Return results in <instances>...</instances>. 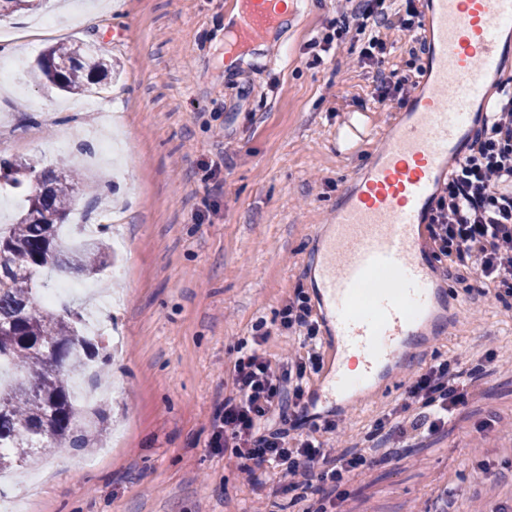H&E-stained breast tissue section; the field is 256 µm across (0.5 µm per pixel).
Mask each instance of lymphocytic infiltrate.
<instances>
[{"instance_id":"lymphocytic-infiltrate-1","label":"lymphocytic infiltrate","mask_w":512,"mask_h":512,"mask_svg":"<svg viewBox=\"0 0 512 512\" xmlns=\"http://www.w3.org/2000/svg\"><path fill=\"white\" fill-rule=\"evenodd\" d=\"M418 2L400 0L393 10L386 0H336L335 18L307 48L326 53L334 41L356 32L364 41L356 62L374 69L379 101L405 106L416 84L382 69L388 45L380 31L394 26L416 36L422 27ZM426 229L444 276L462 282L471 302L512 299V78L500 81L465 156L451 163ZM278 330L291 342L286 356L276 361L267 356L265 332L236 356L232 387L212 417L211 445L230 451L250 484L258 483L265 466L283 492L325 500L330 488L385 462L388 452L447 434L449 424L461 420L470 398L502 365L494 348L474 364L456 356L430 364L414 373L374 420V447L337 448L303 422L308 380L323 365L321 324L303 288H296L283 307Z\"/></svg>"}]
</instances>
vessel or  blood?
Returning <instances> with one entry per match:
<instances>
[{
  "instance_id": "1",
  "label": "vessel or blood",
  "mask_w": 512,
  "mask_h": 512,
  "mask_svg": "<svg viewBox=\"0 0 512 512\" xmlns=\"http://www.w3.org/2000/svg\"><path fill=\"white\" fill-rule=\"evenodd\" d=\"M284 0H237L226 39L266 36ZM425 88L372 147L336 207L314 260L333 348L321 384L340 400L401 360L439 301L422 237L449 158H462L475 113L512 43V0H424Z\"/></svg>"
}]
</instances>
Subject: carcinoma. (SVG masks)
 <instances>
[{"instance_id": "carcinoma-1", "label": "carcinoma", "mask_w": 512, "mask_h": 512, "mask_svg": "<svg viewBox=\"0 0 512 512\" xmlns=\"http://www.w3.org/2000/svg\"><path fill=\"white\" fill-rule=\"evenodd\" d=\"M42 0H0V16L30 10ZM70 66L59 69L58 61ZM112 60L87 54L73 43L49 48L32 77L56 89L78 94L96 75L112 73ZM8 172L0 186L22 191L26 207L13 224L0 229V365H12L18 376L0 388V472L36 462L41 449L86 448L102 435L107 409L98 406L84 425L73 403L72 382L98 360L110 362L103 341L83 334L78 312L60 315L37 304L34 277L41 269H76L96 273L107 265L106 243L89 237L71 252L59 244V228L75 205L81 179L66 167L54 175L33 162L1 160ZM43 188H38L36 179Z\"/></svg>"}]
</instances>
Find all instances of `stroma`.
<instances>
[{
	"mask_svg": "<svg viewBox=\"0 0 512 512\" xmlns=\"http://www.w3.org/2000/svg\"><path fill=\"white\" fill-rule=\"evenodd\" d=\"M233 0H45L0 18V157L38 170L79 165L56 140L96 145L118 138L117 159L98 166L96 199L78 195L85 233L105 240L113 265L94 277L116 300L103 326L120 337L110 367L107 436L101 447L53 449L28 476L38 512H305L276 477L247 484L236 458L210 446L211 419L231 388L230 368L255 327L280 357L279 312L296 287L321 310L312 259L354 172L366 168L398 114L378 102L369 70L345 66L361 40L348 33L314 63L307 42L336 14L334 0H301L267 47L224 58V18ZM101 16L88 25L87 14ZM384 70L420 79L422 52L384 28ZM79 42L117 65L84 93L65 96L32 80L51 45ZM365 132L352 148L339 135L353 119ZM440 283V317L407 354L423 367L488 347L512 356V306L474 304ZM402 364L365 392L320 394L310 413L341 418L339 441L369 447L374 419L400 395ZM487 422L486 434L476 425ZM493 477L486 480L482 469ZM453 487L448 512H489L512 501V369L489 378L446 437L408 448L336 490L334 512H432Z\"/></svg>",
	"mask_w": 512,
	"mask_h": 512,
	"instance_id": "obj_1",
	"label": "stroma"
}]
</instances>
